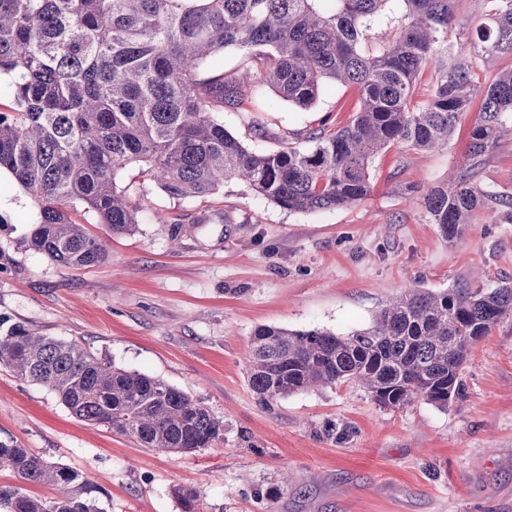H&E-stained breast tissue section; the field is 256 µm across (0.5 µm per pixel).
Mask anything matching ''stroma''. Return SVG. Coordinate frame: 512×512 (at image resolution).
I'll return each instance as SVG.
<instances>
[{"label": "stroma", "mask_w": 512, "mask_h": 512, "mask_svg": "<svg viewBox=\"0 0 512 512\" xmlns=\"http://www.w3.org/2000/svg\"><path fill=\"white\" fill-rule=\"evenodd\" d=\"M357 102L353 87L332 85L305 111L264 87L244 111H225L224 126L270 153L284 132L317 128L322 116L344 125ZM479 111L472 103L445 147L383 151L370 194L338 209L291 212L236 182L178 201L127 168L118 183L140 222L113 235L73 212L108 251L81 270L27 247L37 207L0 175V327L79 341L163 379L224 423L212 447L152 450L75 418L48 387L0 368V441L83 473L102 489L104 512H182L180 486L197 493L200 512H512V320L473 345L466 395L445 410L422 400L383 409L354 384L267 409L247 378L258 326L345 335L409 287L512 284V215L490 224L476 211L451 242L416 191L463 163ZM478 179L512 195V134L485 156ZM345 427L349 438L337 441Z\"/></svg>", "instance_id": "35a3bbf8"}]
</instances>
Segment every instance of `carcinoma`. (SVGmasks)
<instances>
[{
  "label": "carcinoma",
  "instance_id": "carcinoma-1",
  "mask_svg": "<svg viewBox=\"0 0 512 512\" xmlns=\"http://www.w3.org/2000/svg\"><path fill=\"white\" fill-rule=\"evenodd\" d=\"M398 24L367 46L392 3ZM487 21L464 33L470 52L448 39L464 0H0V76L12 105L0 106V173L38 208L28 246L64 268L104 261L102 241L71 218L81 207L114 234L131 233L139 206L117 184L139 170L173 199L208 197L235 181L283 209L314 212L362 201L370 164L394 145L430 150L448 143L475 96L465 166L449 185L422 189L430 222L452 242L472 213L491 222L512 196L483 189L479 166L512 120V70L478 85L471 59L512 53V0H478ZM230 48L268 66L232 77L215 70ZM434 64L428 100L414 99ZM263 84L302 110L324 86H354L359 107L343 126L327 120L297 146L283 136L273 153L248 148L224 127L250 84ZM512 318V285L406 288L346 335L261 326L251 338L249 384L267 408L303 391L357 384L380 407L417 400L441 409L464 397L469 350ZM0 367L47 386L75 417L135 438L142 447L191 452L221 441L223 423L183 391L118 367L75 341L14 324L0 333ZM0 467L50 485L53 497L0 486V512H100L97 490L79 472L48 465L13 440L0 441ZM183 512L194 490L179 487Z\"/></svg>",
  "mask_w": 512,
  "mask_h": 512
}]
</instances>
